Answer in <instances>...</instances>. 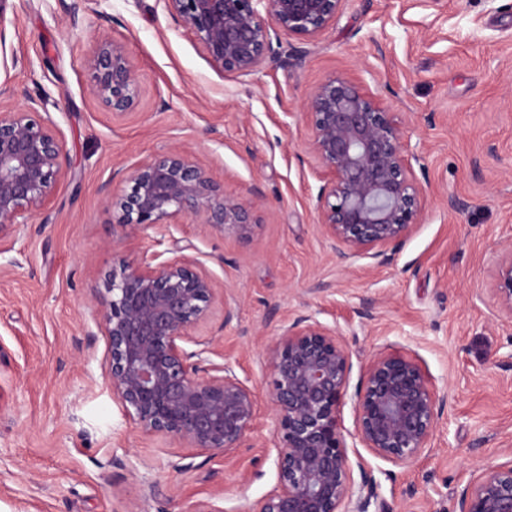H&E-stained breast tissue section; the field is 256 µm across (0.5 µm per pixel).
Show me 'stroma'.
Returning <instances> with one entry per match:
<instances>
[{
    "mask_svg": "<svg viewBox=\"0 0 512 512\" xmlns=\"http://www.w3.org/2000/svg\"><path fill=\"white\" fill-rule=\"evenodd\" d=\"M124 40L140 97L116 116L85 91L100 34ZM0 99L40 96L66 143L70 180L33 216L17 266L0 267V512H249L278 477L262 337L285 317L339 328L353 374L383 351L413 356L446 398L429 452L395 465L350 452L377 485L370 512H457L458 495L512 453V326L492 292L512 242V0H345L320 38H282L288 59L243 77L215 71L162 0H7ZM361 80L402 113L427 198L392 261L342 263L317 222L320 182L300 114L331 75ZM179 139L227 194L261 199L247 234L200 221L136 232L128 260L177 241L222 297L191 328L258 397L232 460L141 436L113 397L96 298L112 270L114 170ZM370 306L371 318L358 309ZM232 319H225V311Z\"/></svg>",
    "mask_w": 512,
    "mask_h": 512,
    "instance_id": "1",
    "label": "stroma"
}]
</instances>
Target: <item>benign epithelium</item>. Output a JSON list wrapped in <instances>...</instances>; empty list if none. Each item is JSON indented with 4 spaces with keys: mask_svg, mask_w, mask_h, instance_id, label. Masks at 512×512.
<instances>
[{
    "mask_svg": "<svg viewBox=\"0 0 512 512\" xmlns=\"http://www.w3.org/2000/svg\"><path fill=\"white\" fill-rule=\"evenodd\" d=\"M169 15L218 72L250 76L275 61L282 35L318 39L344 0H163ZM87 94L115 115L140 96L137 66L124 41L98 37L87 57ZM41 101L22 108L0 101V256L15 251L32 216L52 202L69 176V163L53 121L36 120ZM305 145L322 182L317 223L344 262L386 257L423 216L419 187L405 137V121L350 77H327L306 97ZM127 187L107 197L120 213L116 243L139 229L204 218L220 231L242 234L253 224L260 199L226 195L224 186L181 142L117 169ZM497 318L512 323V248L495 280ZM217 294L199 259L145 251L112 266L102 307L108 337L107 373L113 396L138 431L169 436L196 454L231 459L254 432L255 386L235 366L209 358L208 343L188 330L210 318ZM197 349L189 351L186 345ZM273 373L270 400L277 415L273 442L278 479L248 512H368L377 486L359 467L355 483L349 447L361 446L394 464L409 463L428 448L444 405L426 370L411 356L377 354L356 388L354 431L342 409L351 353L334 326L315 316L286 319L264 346ZM459 512H512V460L482 472L459 495Z\"/></svg>",
    "mask_w": 512,
    "mask_h": 512,
    "instance_id": "benign-epithelium-1",
    "label": "benign epithelium"
}]
</instances>
